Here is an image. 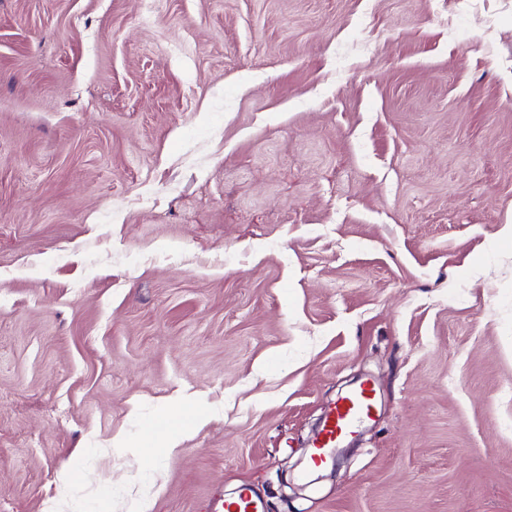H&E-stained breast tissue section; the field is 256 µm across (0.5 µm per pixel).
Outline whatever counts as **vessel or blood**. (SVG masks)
<instances>
[{"label":"vessel or blood","mask_w":512,"mask_h":512,"mask_svg":"<svg viewBox=\"0 0 512 512\" xmlns=\"http://www.w3.org/2000/svg\"><path fill=\"white\" fill-rule=\"evenodd\" d=\"M373 411L372 390L368 384L353 388L346 397L335 402L322 420L319 432L311 444L308 467L324 466L335 448L350 434L356 432ZM205 512H264L262 502L249 488H241L227 500L206 506Z\"/></svg>","instance_id":"b4317fda"}]
</instances>
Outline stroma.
I'll return each mask as SVG.
<instances>
[{"label":"stroma","mask_w":512,"mask_h":512,"mask_svg":"<svg viewBox=\"0 0 512 512\" xmlns=\"http://www.w3.org/2000/svg\"><path fill=\"white\" fill-rule=\"evenodd\" d=\"M136 2L0 0V512H512V0ZM372 389L367 383L353 388L346 397L335 402L322 420L319 432L311 444L307 462L309 468L324 466L335 448L356 432L373 411ZM263 512V503L256 498L247 487L239 489L237 494L227 500L220 499L218 503L211 501L204 512Z\"/></svg>","instance_id":"stroma-1"}]
</instances>
